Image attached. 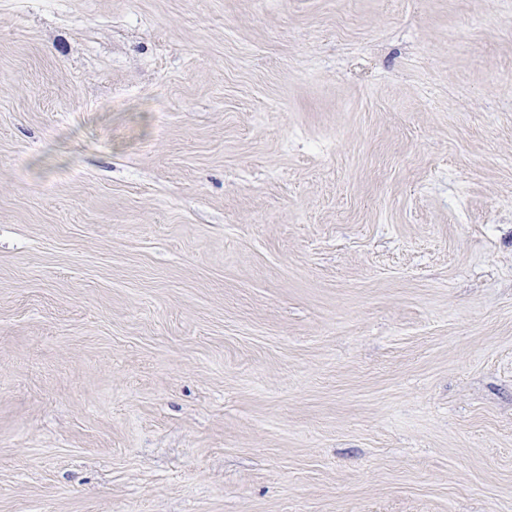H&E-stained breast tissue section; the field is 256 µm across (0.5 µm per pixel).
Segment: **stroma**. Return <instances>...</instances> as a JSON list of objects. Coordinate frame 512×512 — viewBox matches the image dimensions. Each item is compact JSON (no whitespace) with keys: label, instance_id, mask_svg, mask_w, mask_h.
Here are the masks:
<instances>
[{"label":"stroma","instance_id":"obj_1","mask_svg":"<svg viewBox=\"0 0 512 512\" xmlns=\"http://www.w3.org/2000/svg\"><path fill=\"white\" fill-rule=\"evenodd\" d=\"M0 512H512V0H0Z\"/></svg>","mask_w":512,"mask_h":512}]
</instances>
